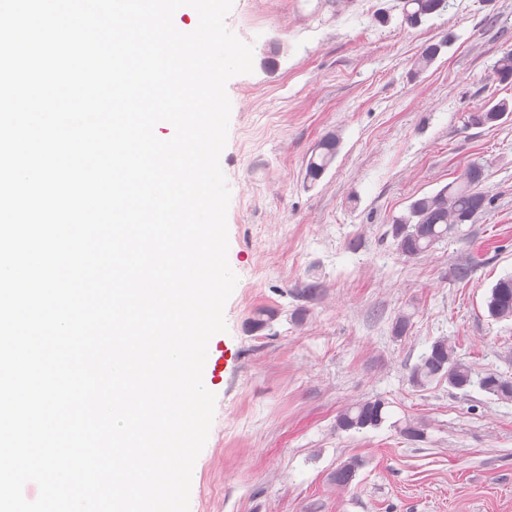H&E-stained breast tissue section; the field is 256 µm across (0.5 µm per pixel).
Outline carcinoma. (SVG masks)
I'll list each match as a JSON object with an SVG mask.
<instances>
[{"mask_svg":"<svg viewBox=\"0 0 512 512\" xmlns=\"http://www.w3.org/2000/svg\"><path fill=\"white\" fill-rule=\"evenodd\" d=\"M400 26L416 28L428 18L441 15L451 7V0H401ZM445 42L429 43L419 52L414 64L417 69H427L438 57ZM498 80L512 82V50L506 49L496 61ZM512 112V104L506 99L479 112L468 113L466 125L482 127L500 121ZM341 147V139L335 133L322 137L312 150L305 166L304 181L312 187L333 165ZM484 181V165L470 163L453 181L436 192L414 199L406 213L396 217L390 232L396 252L407 259H416L428 252L436 243L448 238V232L461 224H472L478 215L491 204L490 197L481 190ZM317 279L304 281L294 289L300 298H314L321 292ZM489 317L494 320L512 319V276L499 279L490 289L486 300ZM448 382L457 390L478 387L504 401H512V377L492 371L475 370L460 358L448 338L435 339L428 350L409 368L407 382L415 389H423L434 382ZM391 403L381 398L354 403L336 417V429L357 431L378 429L385 423L398 429L412 442L426 438L427 424L418 417L392 420ZM361 466L359 459L351 457L342 461L330 475V481L338 491H344L355 480Z\"/></svg>","mask_w":512,"mask_h":512,"instance_id":"carcinoma-1","label":"carcinoma"}]
</instances>
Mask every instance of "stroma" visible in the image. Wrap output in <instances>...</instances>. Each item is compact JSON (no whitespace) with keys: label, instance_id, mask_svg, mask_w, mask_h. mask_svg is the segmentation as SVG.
I'll use <instances>...</instances> for the list:
<instances>
[{"label":"stroma","instance_id":"35a3bbf8","mask_svg":"<svg viewBox=\"0 0 512 512\" xmlns=\"http://www.w3.org/2000/svg\"><path fill=\"white\" fill-rule=\"evenodd\" d=\"M451 2L404 29L399 0H233L226 24L254 47L253 73L226 86L220 157L237 282L227 330L208 344L203 383L216 405L189 512H512V402L406 381L441 336L475 369L512 376V320L486 310L492 286L512 274V115L465 124L512 99L494 69L512 0ZM439 41L436 60L416 71L420 49ZM330 132L340 152L306 186V162ZM472 162L486 169L492 207L468 234L400 257L393 218ZM465 261L473 272L460 282L453 271ZM312 277L320 295L294 297ZM402 311L413 325L397 339ZM376 397L395 416L425 418L426 438L386 425L337 430L341 409ZM351 457L362 467L337 493L330 474ZM511 112L512 104L507 99H501L479 112L468 113L466 125L469 127H482L493 124Z\"/></svg>","mask_w":512,"mask_h":512}]
</instances>
